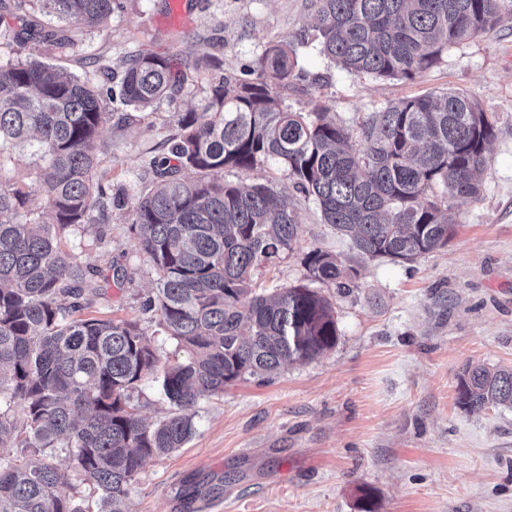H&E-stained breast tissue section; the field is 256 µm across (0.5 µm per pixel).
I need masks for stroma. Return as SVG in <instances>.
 <instances>
[{"label":"stroma","instance_id":"stroma-1","mask_svg":"<svg viewBox=\"0 0 512 512\" xmlns=\"http://www.w3.org/2000/svg\"><path fill=\"white\" fill-rule=\"evenodd\" d=\"M116 0L107 26L83 32L66 71L99 82L111 67L120 84L131 55L157 52L192 72L177 105L139 112L109 103L112 120L98 140L97 179L112 192V218L64 242L109 282L90 315L136 318L161 357L183 359L157 333L141 303L155 282L128 214L154 182L151 163L168 150L174 112L199 110L206 56L245 76L268 42L314 23L311 0ZM295 86L285 103L311 109L307 86L344 123L386 103L448 90L476 96L494 115L476 201L456 202L448 245L410 262L364 260L349 238L325 224L311 198L270 168L225 181H271L287 189L300 231L292 252L258 269L257 287L304 284L306 255L337 256L348 286L325 287L339 329L335 347L303 364L245 376L202 398L187 444L144 463L129 488L130 512H512V407L470 413L456 404L458 377L470 364L512 367V16L493 31L444 53L413 79L380 80L340 70L314 41L296 43ZM120 280H113V273Z\"/></svg>","mask_w":512,"mask_h":512}]
</instances>
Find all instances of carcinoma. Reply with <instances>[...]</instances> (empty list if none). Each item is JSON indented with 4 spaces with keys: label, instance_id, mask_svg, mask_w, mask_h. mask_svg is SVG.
Wrapping results in <instances>:
<instances>
[{
    "label": "carcinoma",
    "instance_id": "carcinoma-1",
    "mask_svg": "<svg viewBox=\"0 0 512 512\" xmlns=\"http://www.w3.org/2000/svg\"><path fill=\"white\" fill-rule=\"evenodd\" d=\"M18 2L58 26L24 20L4 30L32 53L0 62V167L19 148L37 169L27 189L0 181V512H86L83 501L60 494V450L98 512H129V485L146 459L189 440L200 397L336 345L333 305L319 289L254 288L255 271L285 259L298 237L288 193L214 175L281 166L360 256L411 262L448 244L455 200L480 198L496 123L476 97L458 92L389 102L354 127L333 119L320 99L310 112H293L284 105L297 66L289 37L267 44L247 80L208 57L202 111L176 113L169 156L152 162L156 182L130 214L156 273L142 311L186 352L164 361L138 322L82 314L108 277L62 248L76 229L109 221L112 197L95 170L112 88L53 61L74 51L75 27L108 24L113 0ZM314 2L320 53L376 79H412L512 12V0ZM188 81L169 57L141 53L127 64L121 95L146 111L174 102ZM33 197L41 203L30 209ZM304 264L321 285L342 287L350 277L319 249ZM147 376L170 405L155 426L134 403ZM457 403L467 412L511 407L512 369L465 368Z\"/></svg>",
    "mask_w": 512,
    "mask_h": 512
}]
</instances>
